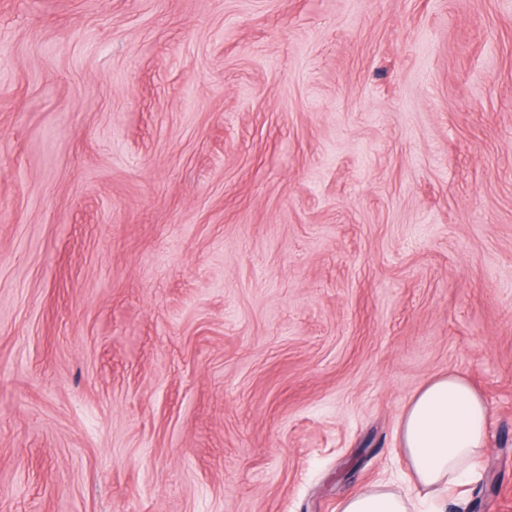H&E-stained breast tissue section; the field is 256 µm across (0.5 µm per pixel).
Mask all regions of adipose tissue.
Wrapping results in <instances>:
<instances>
[{
	"instance_id": "adipose-tissue-1",
	"label": "adipose tissue",
	"mask_w": 512,
	"mask_h": 512,
	"mask_svg": "<svg viewBox=\"0 0 512 512\" xmlns=\"http://www.w3.org/2000/svg\"><path fill=\"white\" fill-rule=\"evenodd\" d=\"M400 451L408 475L426 495L441 496L461 484L488 443L483 395L461 373L433 377L409 400L398 422ZM340 512H412L409 498L386 483L363 487Z\"/></svg>"
}]
</instances>
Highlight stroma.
Wrapping results in <instances>:
<instances>
[{
	"label": "stroma",
	"mask_w": 512,
	"mask_h": 512,
	"mask_svg": "<svg viewBox=\"0 0 512 512\" xmlns=\"http://www.w3.org/2000/svg\"><path fill=\"white\" fill-rule=\"evenodd\" d=\"M448 371L512 512V0H0V512L417 498ZM398 439L410 480L440 497L462 483L487 448L485 399L461 373L435 376L410 398Z\"/></svg>",
	"instance_id": "1"
}]
</instances>
